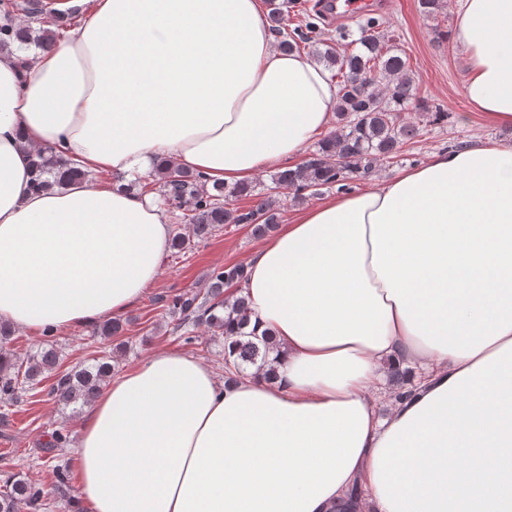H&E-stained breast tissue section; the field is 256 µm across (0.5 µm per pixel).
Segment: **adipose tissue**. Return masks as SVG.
Segmentation results:
<instances>
[{
	"label": "adipose tissue",
	"mask_w": 512,
	"mask_h": 512,
	"mask_svg": "<svg viewBox=\"0 0 512 512\" xmlns=\"http://www.w3.org/2000/svg\"><path fill=\"white\" fill-rule=\"evenodd\" d=\"M79 3L53 47L0 50V320L37 334L126 313L172 234L150 195L34 190L36 151L236 183L297 161L337 104L261 0ZM450 37L471 107L512 127V0H457ZM245 271L276 380L227 386L171 350L109 378L74 450L89 512H332L357 488L361 512H512V144L329 197ZM393 366L412 374L399 399Z\"/></svg>",
	"instance_id": "obj_1"
}]
</instances>
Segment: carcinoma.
<instances>
[{"label":"carcinoma","instance_id":"cac0c4a2","mask_svg":"<svg viewBox=\"0 0 512 512\" xmlns=\"http://www.w3.org/2000/svg\"><path fill=\"white\" fill-rule=\"evenodd\" d=\"M20 6L16 0H0V48L12 46L24 53L33 47L48 48L65 36L74 19L71 13L57 14L47 21V26L35 28L32 21L38 20L41 10L29 2L22 5L31 18L23 23L15 17ZM269 6L272 32L280 36L279 47L286 52L311 50L319 61L336 69L334 77L338 78L336 131L318 143L315 156L308 162L274 175V187H292L298 199L304 191L325 185L336 184L344 190L351 175L371 173L379 160L395 157L401 145L420 135V127L403 121L402 113L423 112L431 125L449 121L448 113L414 96L406 59L385 40L379 31V19L368 20L362 28L357 40L359 48L340 54L322 38L315 22L304 19L286 32L283 21L288 3L269 0ZM33 166L34 188L40 191L61 188L85 176L84 170L50 150L38 152ZM154 177L163 204L189 225L190 234L173 235L172 249L177 253L189 249L191 239H204L222 224H247L257 236L270 233L278 224L279 213L270 193L247 212L228 207V201L251 194L252 188L247 184L227 187L215 183L209 189L204 174L172 165L156 169ZM245 277L242 265L216 267L210 274L205 296L186 292L168 303L170 312L177 316V327L203 325L219 338L232 339L230 350L224 352V373L229 383L251 369L263 372L268 380L275 378L270 359L272 336H258L248 330L252 310L247 299L240 297L225 307L224 289L240 284ZM10 335L8 327L0 326V397L14 401L28 387L38 384L42 374L55 370L58 359L55 349H41L27 356L24 371L16 370L17 359L8 348ZM112 361V355L104 354L57 375L50 394L65 406L90 403L112 373ZM42 497L43 491L32 484L9 481L0 492V512H37Z\"/></svg>","mask_w":512,"mask_h":512}]
</instances>
